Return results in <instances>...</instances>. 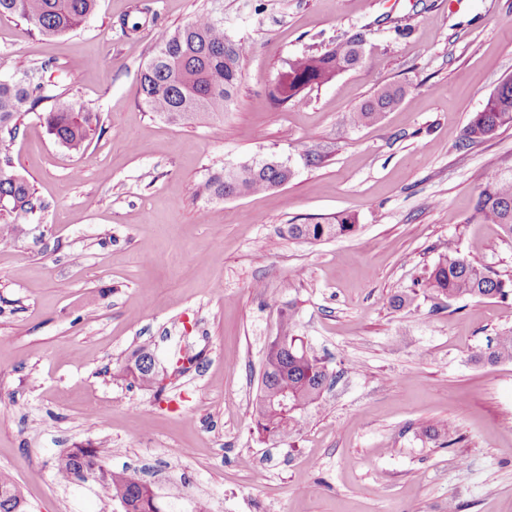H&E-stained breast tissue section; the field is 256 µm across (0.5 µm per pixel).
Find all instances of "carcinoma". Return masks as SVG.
<instances>
[{
  "label": "carcinoma",
  "mask_w": 512,
  "mask_h": 512,
  "mask_svg": "<svg viewBox=\"0 0 512 512\" xmlns=\"http://www.w3.org/2000/svg\"><path fill=\"white\" fill-rule=\"evenodd\" d=\"M98 0H0V17L17 16L43 36H56L77 29L95 11ZM244 45L224 32V20L214 9L201 8L188 23L174 29H160L151 54L140 75V103L168 121L205 120L229 111L241 83L240 61ZM364 60L363 45L356 37L324 52L304 53L288 63L279 74L274 101L298 103L301 93L312 85L325 84L354 70ZM50 66L20 67V76L0 80V233L3 239L15 235L19 218L42 208L35 189L23 176L10 169L7 141L14 138L21 123L31 114L46 127L55 142L73 154H83L103 132L100 116L79 98L73 97L48 110L41 105L57 98L44 79ZM405 91L384 87L350 114L354 126L380 120L384 112L399 103ZM512 125V79L503 81L488 96L483 108L466 125L462 147L481 143L501 128ZM287 178L281 167L241 164L232 170L211 173L203 183L210 197L223 199L232 194L266 192ZM477 210L484 222L497 224L512 238V172L493 171L485 178ZM356 230L349 215L334 224H288L284 232L292 239L322 241L344 237ZM424 287L450 299L512 295V279H503L489 268L457 251L439 258L427 272ZM294 313L281 322L280 335L267 346L264 372L252 405L251 420L259 436L286 439L296 432L301 414L320 402L330 380L324 362L311 354L303 342L291 336ZM150 351L138 348L122 366L130 384L143 389H162L158 370L145 363ZM481 361L495 364L512 360V327L499 333L477 352ZM288 403L281 404L283 393ZM422 433L452 445L446 423L426 426ZM57 471L65 481L92 478L107 497L118 499L124 512H174L173 501H164L128 467L114 469L99 448H71L58 459ZM0 512H25L24 500L12 478L0 472Z\"/></svg>",
  "instance_id": "carcinoma-1"
}]
</instances>
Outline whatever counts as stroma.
Here are the masks:
<instances>
[{
  "label": "stroma",
  "instance_id": "35a3bbf8",
  "mask_svg": "<svg viewBox=\"0 0 512 512\" xmlns=\"http://www.w3.org/2000/svg\"><path fill=\"white\" fill-rule=\"evenodd\" d=\"M203 0H98L74 32L0 17V79L54 61L66 96L105 127L85 154L35 117L9 144L43 211L0 241V471L27 512H122L57 458L108 449L181 512H512V361L475 352L512 327V297L422 288L455 249L512 278V239L476 213L485 174L512 170V126L469 148L463 129L512 78V0H218L247 49L230 112L171 123L139 102L158 27ZM156 18L131 37L121 19ZM363 35L361 68L273 108L288 59ZM405 98L373 125L348 115L377 90ZM275 156L287 185L218 200L209 173ZM353 215L349 237L289 238L288 224ZM333 372L283 441L250 412L267 344L288 311ZM148 345L162 394L118 365ZM445 421L455 444L421 434Z\"/></svg>",
  "mask_w": 512,
  "mask_h": 512
}]
</instances>
